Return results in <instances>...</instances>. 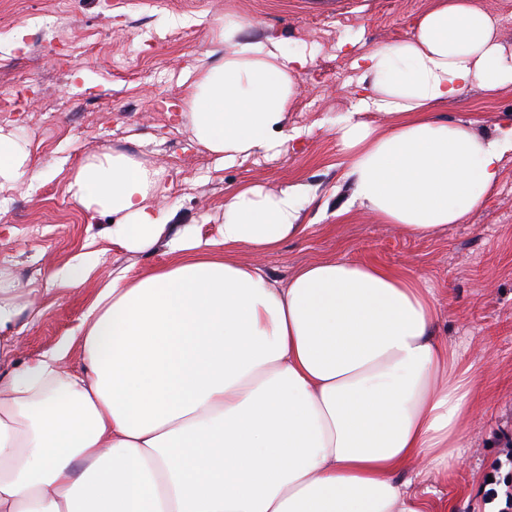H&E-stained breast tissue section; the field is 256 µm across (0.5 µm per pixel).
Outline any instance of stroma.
I'll return each instance as SVG.
<instances>
[{"label":"stroma","mask_w":512,"mask_h":512,"mask_svg":"<svg viewBox=\"0 0 512 512\" xmlns=\"http://www.w3.org/2000/svg\"><path fill=\"white\" fill-rule=\"evenodd\" d=\"M433 0H0V107L15 114L7 131L25 141L42 180L19 179L0 192V270L21 314V349L0 360V375L78 335L102 275L135 277L168 260L164 245L147 252L113 246L108 217H90L66 192L87 155L110 147L168 171L161 208L173 230L190 226L217 236L224 204L244 186L278 190L309 185L303 212L309 233L278 249L239 251L246 263L287 282L301 266L329 258L374 262L427 278L440 301L438 333L460 347L476 376L471 445L448 480L429 482L432 512H494L486 478L512 490V153L493 191L464 219L430 236L383 224L351 197L336 123L354 102L356 54L406 37ZM45 15L68 32L52 39L33 18ZM227 18L244 35H275L288 51H314L288 114L301 129L279 153L224 165L196 146L178 105L197 71L231 50L215 38ZM158 42H147L148 34ZM164 82H154V72ZM442 120L473 122L477 132L512 127V90L490 98L471 90L437 106ZM90 254L96 275L79 288L49 286L50 275Z\"/></svg>","instance_id":"35a3bbf8"}]
</instances>
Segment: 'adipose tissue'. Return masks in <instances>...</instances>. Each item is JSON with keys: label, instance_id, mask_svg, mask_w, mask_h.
I'll return each instance as SVG.
<instances>
[{"label": "adipose tissue", "instance_id": "obj_1", "mask_svg": "<svg viewBox=\"0 0 512 512\" xmlns=\"http://www.w3.org/2000/svg\"><path fill=\"white\" fill-rule=\"evenodd\" d=\"M216 38L232 52L181 103L195 143L227 163L280 151L301 134L288 111L313 53L234 25ZM352 66L363 94L336 130L352 204L413 235L463 223L497 185L512 131L485 137L434 109L512 89L497 17L435 0ZM26 175L40 177L27 148L0 132V188ZM163 189V170L113 148L72 174L71 198L112 218L114 246L164 239L169 260L106 279L80 325V373L64 342L0 377V512H430L414 482L458 465L474 407L428 280L326 258L280 283L237 252L305 235L304 185L239 189L209 239L166 237Z\"/></svg>", "mask_w": 512, "mask_h": 512}]
</instances>
